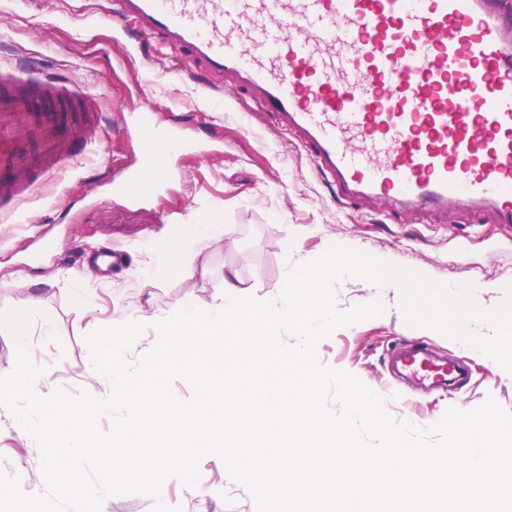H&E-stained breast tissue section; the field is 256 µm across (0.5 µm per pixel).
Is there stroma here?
I'll return each instance as SVG.
<instances>
[{"instance_id": "obj_1", "label": "stroma", "mask_w": 512, "mask_h": 512, "mask_svg": "<svg viewBox=\"0 0 512 512\" xmlns=\"http://www.w3.org/2000/svg\"><path fill=\"white\" fill-rule=\"evenodd\" d=\"M103 7V0H0V65L76 85L102 117L86 149L31 192L17 219L0 222V312L37 300L26 339L47 388L104 396L106 379L87 373L85 337L115 313L132 315L147 304L159 311L207 307L233 273L248 295L274 300L296 265L334 246L449 286L473 283L483 309L504 301L512 285L511 228L473 223L463 211L400 218L338 200L314 174L297 138L261 111L252 91L209 93L203 61L157 38L135 41L136 23H129L128 35L113 31L100 19ZM148 54L156 62L146 68ZM144 110L159 131L182 122L209 150L176 153L171 183L130 204L112 197L107 181L134 161L139 146L123 127L129 113ZM197 224L223 225V239L197 243L189 265L154 277L166 250L188 241ZM46 239L56 241V252L42 251ZM112 248L123 254L122 266L107 278L91 276L85 257ZM336 298L344 310L374 300L384 306L381 315L337 328L317 346L321 364L353 374L371 390L388 381L386 354L402 339L426 341L470 366L465 393L388 400L395 419L425 428L448 409L471 410L489 398L512 412V379L457 339L410 325L401 291L347 278ZM199 469L206 495L168 487L183 512H256L247 490L220 470L215 456L204 457ZM0 471L19 475L26 492L45 489L38 446L1 411Z\"/></svg>"}]
</instances>
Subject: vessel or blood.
Here are the masks:
<instances>
[{
    "instance_id": "1",
    "label": "vessel or blood",
    "mask_w": 512,
    "mask_h": 512,
    "mask_svg": "<svg viewBox=\"0 0 512 512\" xmlns=\"http://www.w3.org/2000/svg\"><path fill=\"white\" fill-rule=\"evenodd\" d=\"M106 19L191 50L214 76L254 90L293 131L337 198L392 213L466 208L512 226V0H111ZM0 68V216L72 157L81 92ZM125 132L136 165L113 176L139 202L168 183L186 146L151 113ZM392 370L427 390L464 392L468 367L418 342L395 345Z\"/></svg>"
}]
</instances>
